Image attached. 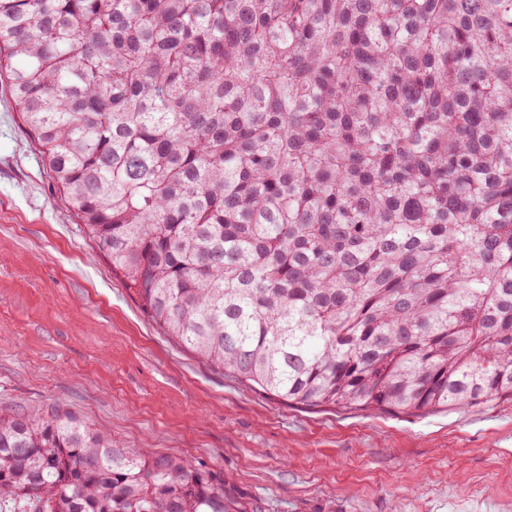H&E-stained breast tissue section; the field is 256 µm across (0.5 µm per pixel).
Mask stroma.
<instances>
[{"mask_svg": "<svg viewBox=\"0 0 512 512\" xmlns=\"http://www.w3.org/2000/svg\"><path fill=\"white\" fill-rule=\"evenodd\" d=\"M62 406L223 476L241 512H512V402L305 409L163 336L63 206L0 81V408Z\"/></svg>", "mask_w": 512, "mask_h": 512, "instance_id": "35a3bbf8", "label": "stroma"}]
</instances>
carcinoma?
Listing matches in <instances>:
<instances>
[{
    "mask_svg": "<svg viewBox=\"0 0 512 512\" xmlns=\"http://www.w3.org/2000/svg\"><path fill=\"white\" fill-rule=\"evenodd\" d=\"M0 67L143 312L293 406L512 401V0H0ZM0 512H238L60 408Z\"/></svg>",
    "mask_w": 512,
    "mask_h": 512,
    "instance_id": "obj_1",
    "label": "carcinoma"
}]
</instances>
